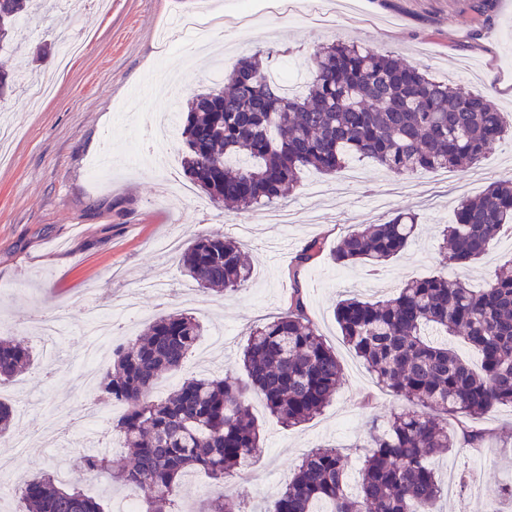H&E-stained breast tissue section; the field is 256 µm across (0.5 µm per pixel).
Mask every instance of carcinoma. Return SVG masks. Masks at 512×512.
Wrapping results in <instances>:
<instances>
[{"mask_svg": "<svg viewBox=\"0 0 512 512\" xmlns=\"http://www.w3.org/2000/svg\"><path fill=\"white\" fill-rule=\"evenodd\" d=\"M48 0H0V51L13 41L15 23ZM495 0H475L474 21L486 25ZM243 73L254 74L244 80ZM15 76L0 62V99ZM183 120V168L216 204L272 206L300 174H336L353 159H369L396 176L470 168L495 143L512 139V123L486 95L456 88L389 55L346 42L322 43L296 94L271 76L257 51L241 58L227 87L193 95ZM512 224V178L483 194L462 198L442 230L441 253L450 269H466L490 252ZM418 217L398 209L384 224L346 234L329 256L337 265L386 266L408 246ZM323 251L308 241L291 271L288 306L276 319L251 328L241 353L242 376L190 375L164 398L151 393L161 377L179 372L202 337L199 322L182 313L155 318L132 343L112 348L98 390L125 410L112 420L126 454L88 448L75 462L106 473L133 493L140 512H185L183 484L195 473L226 487L238 466L261 448L262 425L250 413L258 396L287 427L319 415L336 395L343 368L306 312L299 276ZM184 276L220 294L249 288L251 270L240 242L204 235L178 253ZM345 343L376 381L409 408L375 427L364 444L355 485L345 456L321 445L302 458L266 512H437L448 494L429 460L464 441L481 447L485 435L454 430L448 416L477 419L512 405V259L481 288L440 273L401 283L392 297L339 300L333 310ZM457 336L480 358L474 367L448 346ZM22 339H0V378L28 367ZM19 512H105L103 504L56 476L39 471L16 488ZM195 512H248L224 493Z\"/></svg>", "mask_w": 512, "mask_h": 512, "instance_id": "carcinoma-1", "label": "carcinoma"}]
</instances>
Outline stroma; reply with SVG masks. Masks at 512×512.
I'll list each match as a JSON object with an SVG mask.
<instances>
[{
	"label": "stroma",
	"instance_id": "stroma-1",
	"mask_svg": "<svg viewBox=\"0 0 512 512\" xmlns=\"http://www.w3.org/2000/svg\"><path fill=\"white\" fill-rule=\"evenodd\" d=\"M109 13L85 7L84 0H52L45 10L21 17L15 40L23 51L7 56L22 79L14 95L0 100V121L19 129L9 164L0 165V336L25 339L32 352L29 371L0 384V400L27 394L25 415L15 416L10 436L21 449L1 453L17 459L19 476L44 469L64 483L86 490L115 507L125 490L104 475L73 464L83 438L71 428L62 448H46L34 436L48 418L69 425L89 403L75 362L87 345V308L111 293H138L145 320L179 312L197 317L206 332L229 326L235 333L223 349L208 351L205 363L189 356L184 374L206 369L221 376L236 372L240 347L250 327L273 320L286 306L288 270L308 241L326 250L301 275L307 313L334 349L345 381L332 402L312 420L282 427L260 398H252L263 425L259 452L242 466L230 486L247 508L270 504L309 450L321 443L344 447L356 468L360 444L373 424H381L402 404L378 388L363 363L344 343L333 316L335 302L353 291L367 299L392 295L410 278L443 269L438 251L443 227L454 220L458 200L484 192L490 182L512 176V142L498 143L480 165L455 172L436 184L428 172L395 177L374 163L354 161L349 171L324 175L303 171L297 188L283 199L293 224L282 231L264 221L265 208L227 212L201 191L182 199L161 192L166 181H185L180 151L166 165H115L103 181L91 167L107 147L142 143L146 125L160 112L182 111L187 98L220 88L237 61L256 51L271 54V67L294 77L309 73L318 44L351 41L393 55L427 73L485 92L512 113V0H495L490 23L478 40L471 0H314L293 16L269 9L266 0H111ZM215 9L252 15L245 29L225 28L215 39L224 62L187 61L186 43L165 39L181 16ZM70 39L87 49L60 66L58 54L36 56L38 46ZM51 81L53 94L32 101L33 83ZM419 217L416 236L405 252L382 270L342 268L327 250L361 224H382L393 209ZM224 234L242 241L253 266L247 290L220 298L183 276L176 255H162L158 241L172 236L187 244L201 235ZM64 315L69 334L60 346L51 375H44L45 348L36 333L40 318ZM121 326L112 344L135 338L144 322ZM484 431V448L460 447L436 458L433 466L453 485L444 512H480L501 498L512 480V406L501 405L474 420Z\"/></svg>",
	"mask_w": 512,
	"mask_h": 512
}]
</instances>
